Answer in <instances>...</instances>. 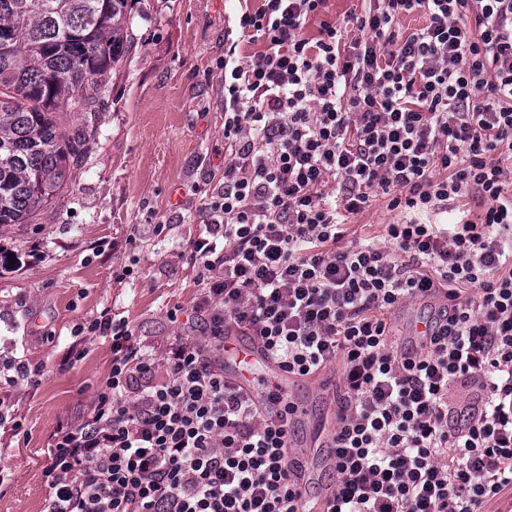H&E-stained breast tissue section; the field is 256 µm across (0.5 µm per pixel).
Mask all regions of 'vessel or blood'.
Returning <instances> with one entry per match:
<instances>
[{"instance_id":"1","label":"vessel or blood","mask_w":512,"mask_h":512,"mask_svg":"<svg viewBox=\"0 0 512 512\" xmlns=\"http://www.w3.org/2000/svg\"><path fill=\"white\" fill-rule=\"evenodd\" d=\"M317 390L304 400L294 397L302 376L288 371L253 336L230 332L224 338V380L264 409L274 424L284 425L288 444V481L299 494L297 512H326L333 492L328 475L336 471L334 401L336 380L326 373H315ZM276 386L281 403L268 398V386ZM293 407L283 415L282 402Z\"/></svg>"}]
</instances>
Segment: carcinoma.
<instances>
[{
  "instance_id": "1",
  "label": "carcinoma",
  "mask_w": 512,
  "mask_h": 512,
  "mask_svg": "<svg viewBox=\"0 0 512 512\" xmlns=\"http://www.w3.org/2000/svg\"><path fill=\"white\" fill-rule=\"evenodd\" d=\"M128 0H0V225L27 224L67 183L96 130L60 112H94L102 82L132 50Z\"/></svg>"
}]
</instances>
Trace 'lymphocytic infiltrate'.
<instances>
[{"instance_id": "obj_1", "label": "lymphocytic infiltrate", "mask_w": 512, "mask_h": 512, "mask_svg": "<svg viewBox=\"0 0 512 512\" xmlns=\"http://www.w3.org/2000/svg\"><path fill=\"white\" fill-rule=\"evenodd\" d=\"M324 2L240 16L264 49H224V183L189 242L204 326L157 345L107 309L75 325L111 341L112 365L87 415L48 436L47 512H296L284 427L224 382L228 327L300 374L338 368L327 512L512 496V0H368L348 42L328 20L305 37ZM415 11L428 24L399 34ZM380 191L415 219L345 246ZM470 194L478 220L419 221ZM434 298L427 332L399 344L389 315Z\"/></svg>"}]
</instances>
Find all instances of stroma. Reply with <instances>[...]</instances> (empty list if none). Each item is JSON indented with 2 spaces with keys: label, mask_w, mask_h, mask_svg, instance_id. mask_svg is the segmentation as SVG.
Listing matches in <instances>:
<instances>
[{
  "label": "stroma",
  "mask_w": 512,
  "mask_h": 512,
  "mask_svg": "<svg viewBox=\"0 0 512 512\" xmlns=\"http://www.w3.org/2000/svg\"><path fill=\"white\" fill-rule=\"evenodd\" d=\"M260 0H131L132 51L105 77L94 112L61 115L63 128L95 127L69 182L31 223L0 226V360L39 368L15 393L20 435L0 428V512H45L48 436L80 419L112 364L109 341L85 343L65 363L77 323L109 309L162 343L178 333L168 310H190L196 271L187 244L201 230L224 174L225 43ZM389 195L349 216L346 242L383 239L400 222ZM168 231L154 235L153 225ZM128 265L125 280L113 277Z\"/></svg>",
  "instance_id": "stroma-1"
}]
</instances>
